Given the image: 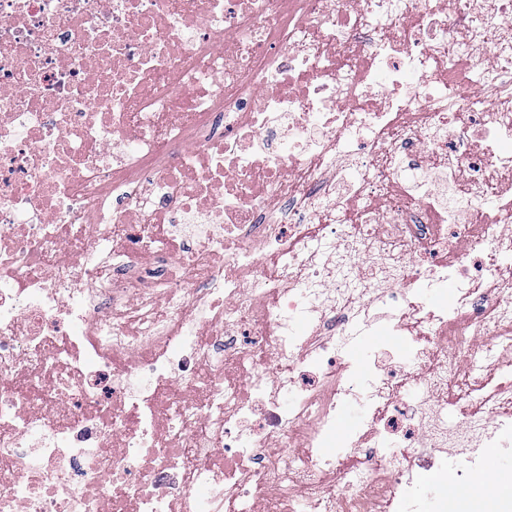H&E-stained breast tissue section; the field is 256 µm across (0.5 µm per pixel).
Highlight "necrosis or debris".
I'll use <instances>...</instances> for the list:
<instances>
[{
  "label": "necrosis or debris",
  "mask_w": 512,
  "mask_h": 512,
  "mask_svg": "<svg viewBox=\"0 0 512 512\" xmlns=\"http://www.w3.org/2000/svg\"><path fill=\"white\" fill-rule=\"evenodd\" d=\"M511 447L512 0H0V512H416ZM366 420V407L357 399L343 403L340 410L339 429L351 430L364 424Z\"/></svg>",
  "instance_id": "necrosis-or-debris-1"
}]
</instances>
